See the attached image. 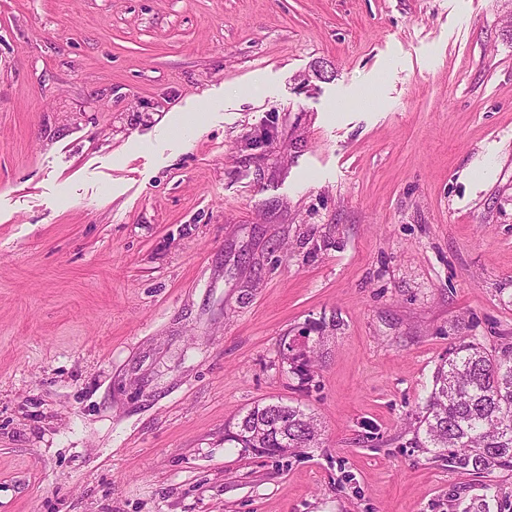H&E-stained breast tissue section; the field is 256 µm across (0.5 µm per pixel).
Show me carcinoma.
Segmentation results:
<instances>
[{
  "label": "carcinoma",
  "instance_id": "cac0c4a2",
  "mask_svg": "<svg viewBox=\"0 0 512 512\" xmlns=\"http://www.w3.org/2000/svg\"><path fill=\"white\" fill-rule=\"evenodd\" d=\"M291 373L307 384L314 373L310 352L281 351ZM424 440L437 458L466 473L512 471V347L491 352L460 341L437 367L434 388L419 420ZM319 436L314 417L283 401L257 404L224 429V442L276 462L299 448H312ZM485 494L463 512H490L498 490Z\"/></svg>",
  "mask_w": 512,
  "mask_h": 512
}]
</instances>
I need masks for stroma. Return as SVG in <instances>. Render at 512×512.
I'll return each mask as SVG.
<instances>
[{"instance_id": "1", "label": "stroma", "mask_w": 512, "mask_h": 512, "mask_svg": "<svg viewBox=\"0 0 512 512\" xmlns=\"http://www.w3.org/2000/svg\"><path fill=\"white\" fill-rule=\"evenodd\" d=\"M463 336L512 345V0H0V512H512L415 445ZM280 398L317 447L225 445ZM284 346L288 348L282 349L281 355L283 360L290 365L291 373L296 375L301 383L309 384L314 376V360L313 356L310 355L311 351L292 353L293 349L290 350L291 346H288V343Z\"/></svg>"}]
</instances>
